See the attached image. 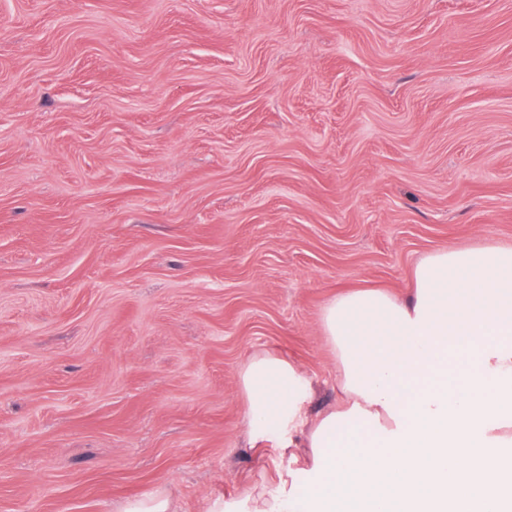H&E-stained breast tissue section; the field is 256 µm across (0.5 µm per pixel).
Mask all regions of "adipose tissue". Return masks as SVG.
<instances>
[{
    "label": "adipose tissue",
    "instance_id": "adipose-tissue-1",
    "mask_svg": "<svg viewBox=\"0 0 512 512\" xmlns=\"http://www.w3.org/2000/svg\"><path fill=\"white\" fill-rule=\"evenodd\" d=\"M400 300L337 295L320 314L341 399L264 353L238 373L250 440L285 436L275 486L207 512H507L512 504V246L422 258Z\"/></svg>",
    "mask_w": 512,
    "mask_h": 512
}]
</instances>
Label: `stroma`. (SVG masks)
<instances>
[{"instance_id":"35a3bbf8","label":"stroma","mask_w":512,"mask_h":512,"mask_svg":"<svg viewBox=\"0 0 512 512\" xmlns=\"http://www.w3.org/2000/svg\"><path fill=\"white\" fill-rule=\"evenodd\" d=\"M486 240L512 0H0V512L245 499L243 361L325 408L322 306ZM120 512H177L170 498L163 492L157 491L142 497L126 500L120 507Z\"/></svg>"}]
</instances>
